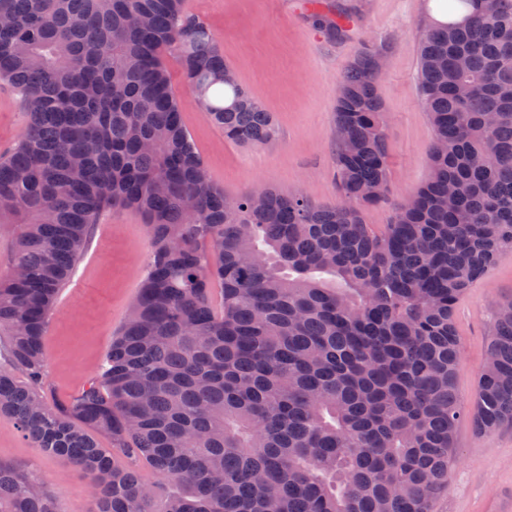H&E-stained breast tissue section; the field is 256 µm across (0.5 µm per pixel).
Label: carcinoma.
<instances>
[{
	"label": "carcinoma",
	"instance_id": "1",
	"mask_svg": "<svg viewBox=\"0 0 512 512\" xmlns=\"http://www.w3.org/2000/svg\"><path fill=\"white\" fill-rule=\"evenodd\" d=\"M458 4L461 20L420 33L429 175L379 232L362 217L390 183L375 44L338 82L340 201L268 187L228 197L165 56L228 141L266 144L275 121L184 0H0V82L29 112L0 154V225L13 230L0 415L89 477L91 512H432L457 426H512V301L495 309L470 407L454 323L458 298L512 249V0ZM116 205L146 220L145 276L97 374L50 406V315ZM0 512L60 509L0 463Z\"/></svg>",
	"mask_w": 512,
	"mask_h": 512
}]
</instances>
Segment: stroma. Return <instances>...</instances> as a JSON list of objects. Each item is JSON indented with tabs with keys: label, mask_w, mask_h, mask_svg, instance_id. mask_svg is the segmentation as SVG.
Segmentation results:
<instances>
[{
	"label": "stroma",
	"mask_w": 512,
	"mask_h": 512,
	"mask_svg": "<svg viewBox=\"0 0 512 512\" xmlns=\"http://www.w3.org/2000/svg\"><path fill=\"white\" fill-rule=\"evenodd\" d=\"M305 2L186 0L188 13L212 30L240 84L273 113L277 133L258 147L225 140L196 105L170 55L166 64L183 122L212 181L227 195L272 186L285 195L336 203V85L360 45L377 44L385 58L376 88L389 115L390 193L364 208L363 218L383 230L395 205L429 173L432 129L419 100L417 75L419 35L432 18L431 0H322L325 13L351 19L346 35L336 39L316 26ZM26 123L20 95L0 83V154L14 147ZM149 251V232L138 211L114 207L103 212L51 315L45 343L48 382L42 390L49 405L63 403L96 374L139 291ZM507 301H512V250L500 252L488 274L455 304L461 351L455 385L464 403L473 400L493 311ZM0 462L35 475L61 512H90L84 475L24 438L6 417H0ZM434 512H512V426L481 435L470 423L457 426L448 485Z\"/></svg>",
	"instance_id": "1"
}]
</instances>
